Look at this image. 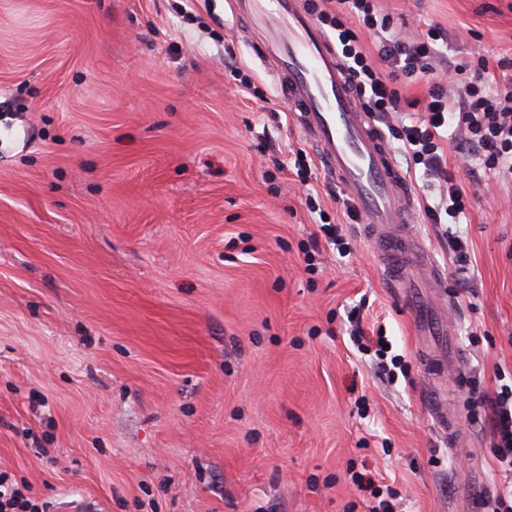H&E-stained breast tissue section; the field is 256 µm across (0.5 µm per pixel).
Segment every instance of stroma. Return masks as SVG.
<instances>
[{
	"mask_svg": "<svg viewBox=\"0 0 512 512\" xmlns=\"http://www.w3.org/2000/svg\"><path fill=\"white\" fill-rule=\"evenodd\" d=\"M377 5L512 75V0ZM245 30L232 0H0V470L50 512H366L356 472L394 512H484L512 486L471 398L512 380V181L449 148L468 270L414 230L463 363L428 366ZM362 299L406 377L351 342Z\"/></svg>",
	"mask_w": 512,
	"mask_h": 512,
	"instance_id": "obj_1",
	"label": "stroma"
}]
</instances>
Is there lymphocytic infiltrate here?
Wrapping results in <instances>:
<instances>
[{
    "instance_id": "1",
    "label": "lymphocytic infiltrate",
    "mask_w": 512,
    "mask_h": 512,
    "mask_svg": "<svg viewBox=\"0 0 512 512\" xmlns=\"http://www.w3.org/2000/svg\"><path fill=\"white\" fill-rule=\"evenodd\" d=\"M335 17L319 13L336 35V50L344 62L349 80L368 112L380 120L411 107L397 88L399 80L424 82L425 103L421 115L399 124L393 134L414 165L423 170L426 186H441L437 205L426 207L430 223L447 224L448 243L455 264L469 262L466 239L456 221L466 204L463 189L448 170L443 141L454 130L461 145L478 147L485 168L512 176V76L504 79L496 96L484 92V69L470 70L456 64L447 78H438L433 64L436 29L402 36L395 33L389 17L380 12L375 0H336ZM372 32L379 43L377 58H370L360 39L361 31ZM486 403L500 466L512 470V385H501Z\"/></svg>"
}]
</instances>
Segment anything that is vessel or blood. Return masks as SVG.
<instances>
[{
    "label": "vessel or blood",
    "mask_w": 512,
    "mask_h": 512,
    "mask_svg": "<svg viewBox=\"0 0 512 512\" xmlns=\"http://www.w3.org/2000/svg\"><path fill=\"white\" fill-rule=\"evenodd\" d=\"M234 4L304 132L358 210L390 287L425 335H439L443 315L425 291L435 287L440 273L412 227L414 193L373 115L360 104L329 36L302 9L301 0Z\"/></svg>",
    "instance_id": "vessel-or-blood-1"
}]
</instances>
